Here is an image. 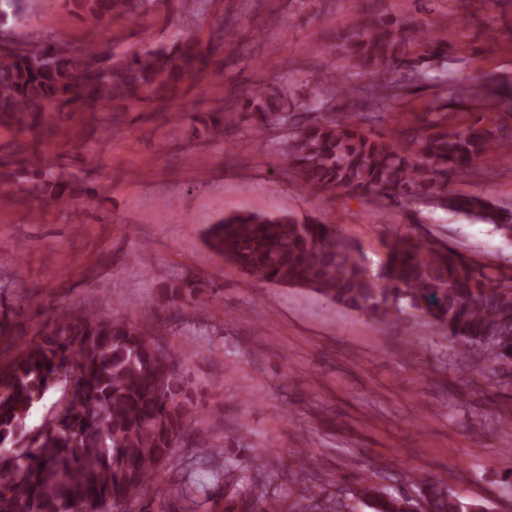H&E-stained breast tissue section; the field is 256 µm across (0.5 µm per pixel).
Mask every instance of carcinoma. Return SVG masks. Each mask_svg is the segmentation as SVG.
<instances>
[{"mask_svg": "<svg viewBox=\"0 0 512 512\" xmlns=\"http://www.w3.org/2000/svg\"><path fill=\"white\" fill-rule=\"evenodd\" d=\"M77 18L101 24L136 16L154 0H62ZM0 9V124L31 137L26 149L0 157V182L26 180L29 192L48 194L57 205L70 203L69 183L42 164L43 133H62L56 117L86 126L112 102L132 110L162 99L208 57L187 40L127 57L59 43L51 37L22 39L14 28L33 11L34 0H6ZM229 23L212 33L211 50L231 43ZM349 58L378 74L397 61L399 30L369 22L338 36ZM350 89L328 75L296 92L276 84L245 90L236 104L209 112L213 128L252 121L260 129L282 127L287 137L276 158L311 193L376 197L405 208L440 201L456 212L494 225L512 238V212L488 200L448 190V174L462 177L478 161L490 163L504 146L489 130L415 136L426 161L396 140L361 124L376 101L397 95L396 87L373 85L359 111L300 123L312 96L344 101ZM205 243L224 260L260 281L306 287L368 321L385 323L406 309L448 334L460 358H482L496 371L512 367V270L478 264L449 243L394 235L386 243L379 270L335 224L300 222L288 214L238 212L209 225ZM200 285L164 287L160 300L194 308ZM155 319L103 317L87 311H60L37 332L10 364L0 367V512H112L147 491L159 490L155 473L172 467L173 447L198 416L197 388L184 373L190 347L173 349L158 338ZM71 384L56 401L50 419L32 426V409L55 389ZM224 488L235 490L225 502L234 512H282L264 497L256 480L222 471ZM426 512H487L484 504L461 497L418 475ZM354 497L373 512H418L409 494H391L372 478L359 480Z\"/></svg>", "mask_w": 512, "mask_h": 512, "instance_id": "1", "label": "carcinoma"}]
</instances>
